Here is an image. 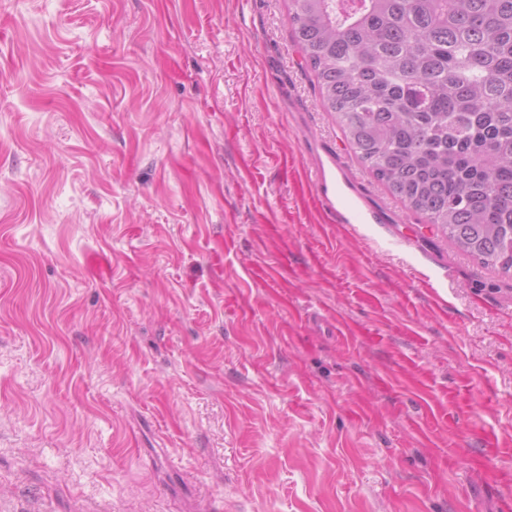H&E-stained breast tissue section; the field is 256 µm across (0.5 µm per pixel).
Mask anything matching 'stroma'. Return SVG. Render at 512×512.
<instances>
[{
	"label": "stroma",
	"instance_id": "35a3bbf8",
	"mask_svg": "<svg viewBox=\"0 0 512 512\" xmlns=\"http://www.w3.org/2000/svg\"><path fill=\"white\" fill-rule=\"evenodd\" d=\"M0 512H512V276L359 162L286 0H0ZM330 183L327 179V169L324 164L322 166H319L316 169L315 172V180H314V187L317 192V197L321 201V205L323 206L324 210L327 212L328 215L336 218L338 221L346 223V224H352V221L355 223H365L368 224L365 221H370L374 224H379L380 216L376 211L369 210L364 213V215L358 214H352L348 213V216L346 217L337 206H334L332 203V200L329 195L330 191Z\"/></svg>",
	"mask_w": 512,
	"mask_h": 512
}]
</instances>
